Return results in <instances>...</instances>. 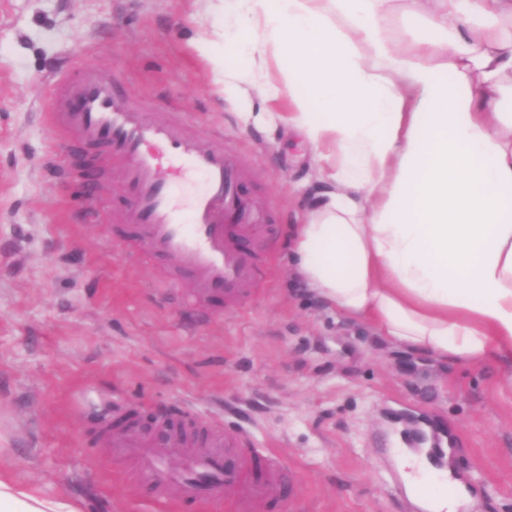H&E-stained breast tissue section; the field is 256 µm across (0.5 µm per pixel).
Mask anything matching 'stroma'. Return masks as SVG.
<instances>
[{
  "instance_id": "1",
  "label": "stroma",
  "mask_w": 512,
  "mask_h": 512,
  "mask_svg": "<svg viewBox=\"0 0 512 512\" xmlns=\"http://www.w3.org/2000/svg\"><path fill=\"white\" fill-rule=\"evenodd\" d=\"M197 0H0V446L7 466L83 512H181L108 465L106 434L133 409L190 410L280 452L298 494L279 512H419L375 447L414 419L448 434L447 468L475 507L512 512V367L441 365L390 348L306 292L294 226L321 191L286 128L242 126L196 41ZM118 70L157 117L187 119L237 157L269 252L241 310L185 303L168 267L132 253L112 212L120 170L60 142L47 75ZM95 208L97 223L84 215Z\"/></svg>"
}]
</instances>
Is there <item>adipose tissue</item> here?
Masks as SVG:
<instances>
[{"instance_id":"1","label":"adipose tissue","mask_w":512,"mask_h":512,"mask_svg":"<svg viewBox=\"0 0 512 512\" xmlns=\"http://www.w3.org/2000/svg\"><path fill=\"white\" fill-rule=\"evenodd\" d=\"M200 2L224 18L199 37L217 92L312 148L324 190L293 246L310 291L396 349L512 365V0ZM397 8L430 38L392 41ZM283 91L288 111L249 110ZM406 486L425 512L465 499ZM0 512L82 507L1 466Z\"/></svg>"}]
</instances>
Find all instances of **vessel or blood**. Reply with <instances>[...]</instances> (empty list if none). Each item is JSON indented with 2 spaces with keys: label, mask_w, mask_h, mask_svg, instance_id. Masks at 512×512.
Instances as JSON below:
<instances>
[{
  "label": "vessel or blood",
  "mask_w": 512,
  "mask_h": 512,
  "mask_svg": "<svg viewBox=\"0 0 512 512\" xmlns=\"http://www.w3.org/2000/svg\"><path fill=\"white\" fill-rule=\"evenodd\" d=\"M49 86V127L61 137L102 146L121 164L129 206L115 221L130 227L136 251L186 272L193 281L189 301L220 295L226 309L241 308L258 269L249 243L266 214L250 206L236 158L190 122L155 119L123 91L116 73L86 66L73 75L65 69L51 76ZM186 171L203 188L178 210L172 198ZM176 442L186 450L178 467L171 466L164 440L116 430L112 459L133 461L130 481L152 487L157 501L182 506L213 502L228 488L234 492L228 512H267L274 494L296 489L278 453L253 447L243 433L189 417Z\"/></svg>",
  "instance_id": "obj_1"
}]
</instances>
